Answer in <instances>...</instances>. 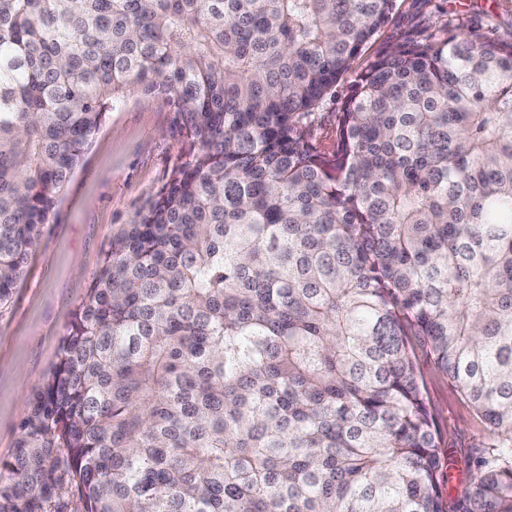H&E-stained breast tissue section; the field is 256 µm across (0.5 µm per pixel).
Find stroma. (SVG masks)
Segmentation results:
<instances>
[{
    "instance_id": "obj_1",
    "label": "stroma",
    "mask_w": 512,
    "mask_h": 512,
    "mask_svg": "<svg viewBox=\"0 0 512 512\" xmlns=\"http://www.w3.org/2000/svg\"><path fill=\"white\" fill-rule=\"evenodd\" d=\"M460 15L488 22L492 37L512 39V0H399L352 74L390 47L442 35ZM346 90V84L337 85L335 97L316 113L309 140L319 150L334 145ZM190 152V138L156 98L138 93L107 114L44 225L11 301L0 308V463L15 452L27 402L55 368L113 236ZM418 360L442 448L460 460L482 451L483 424L426 354Z\"/></svg>"
}]
</instances>
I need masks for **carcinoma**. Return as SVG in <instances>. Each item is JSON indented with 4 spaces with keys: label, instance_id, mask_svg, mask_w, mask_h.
<instances>
[{
    "label": "carcinoma",
    "instance_id": "cac0c4a2",
    "mask_svg": "<svg viewBox=\"0 0 512 512\" xmlns=\"http://www.w3.org/2000/svg\"><path fill=\"white\" fill-rule=\"evenodd\" d=\"M397 0H0V308L106 114L196 146L112 238L0 512H512V40L461 17L315 110ZM424 352L487 432L455 492Z\"/></svg>",
    "mask_w": 512,
    "mask_h": 512
}]
</instances>
